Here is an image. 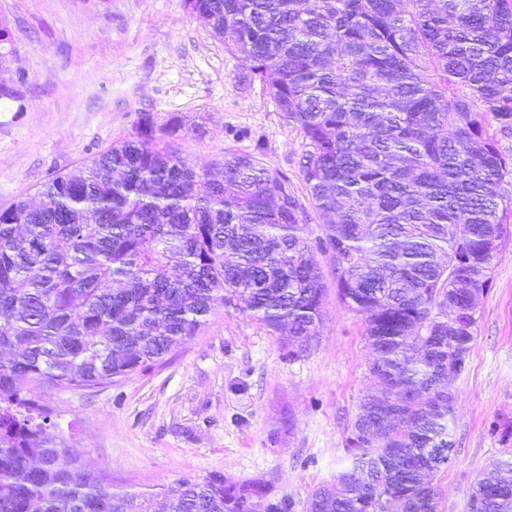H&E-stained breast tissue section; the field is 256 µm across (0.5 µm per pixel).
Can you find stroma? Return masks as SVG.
<instances>
[{"instance_id":"obj_1","label":"stroma","mask_w":512,"mask_h":512,"mask_svg":"<svg viewBox=\"0 0 512 512\" xmlns=\"http://www.w3.org/2000/svg\"><path fill=\"white\" fill-rule=\"evenodd\" d=\"M1 20L12 37L0 43V86L20 103L0 107V211L131 135L144 112L193 127L173 146L196 168L218 174L225 154H249L307 199L301 135L184 0H0ZM316 258L326 316L307 348L216 307L151 369L104 387L34 388L55 437L117 490L157 492L219 472L305 512L347 467L345 440L374 385L364 321L339 300L330 255ZM451 389L454 449L435 484L439 512H468L474 483L503 448L499 425L512 418L511 242Z\"/></svg>"}]
</instances>
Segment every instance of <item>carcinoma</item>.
I'll return each mask as SVG.
<instances>
[{
  "label": "carcinoma",
  "instance_id": "1",
  "mask_svg": "<svg viewBox=\"0 0 512 512\" xmlns=\"http://www.w3.org/2000/svg\"><path fill=\"white\" fill-rule=\"evenodd\" d=\"M298 130L324 219L253 156L197 170L141 114L135 131L0 212V512H254L221 473L115 492L58 445L29 380L91 388L144 371L217 305L307 346L337 295L365 323L369 373L350 466L307 512H438L455 395L512 239V0H186ZM394 409L389 421L386 410ZM468 512H512V452Z\"/></svg>",
  "mask_w": 512,
  "mask_h": 512
}]
</instances>
